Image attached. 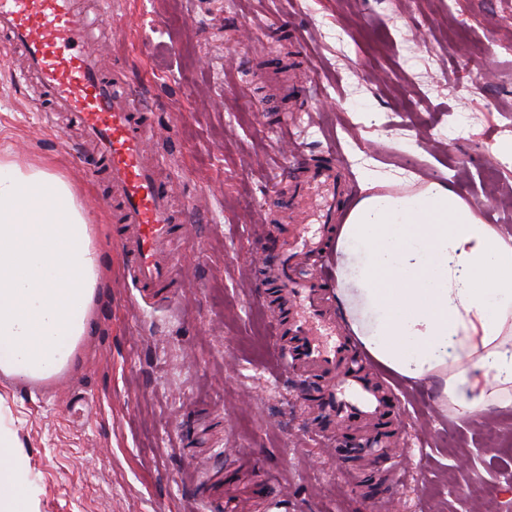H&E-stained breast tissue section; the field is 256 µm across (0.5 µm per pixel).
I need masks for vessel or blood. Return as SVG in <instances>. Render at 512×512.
Wrapping results in <instances>:
<instances>
[{
  "label": "vessel or blood",
  "instance_id": "1",
  "mask_svg": "<svg viewBox=\"0 0 512 512\" xmlns=\"http://www.w3.org/2000/svg\"><path fill=\"white\" fill-rule=\"evenodd\" d=\"M113 20L109 0L94 18L74 0H0V51H20L38 77L35 104L66 112L95 148V171L104 175L120 208L112 235L124 247L125 272L140 288H173L180 254L172 243L188 230L171 210L172 184L159 163L146 159L157 135L152 112L126 76L108 71L96 49V30ZM349 186L335 154L296 177L292 202L274 219L273 249L281 274L275 283L288 300V320L276 325L281 371L303 370L310 393L338 419L337 443L357 423L391 428L396 411L363 377L370 361L331 317L326 299L335 253L330 241L347 214Z\"/></svg>",
  "mask_w": 512,
  "mask_h": 512
}]
</instances>
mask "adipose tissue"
I'll return each instance as SVG.
<instances>
[{"label": "adipose tissue", "mask_w": 512, "mask_h": 512, "mask_svg": "<svg viewBox=\"0 0 512 512\" xmlns=\"http://www.w3.org/2000/svg\"><path fill=\"white\" fill-rule=\"evenodd\" d=\"M339 307L364 348L411 381L440 382L463 415L512 406V237L459 190L373 193L336 242ZM104 275L90 216L50 166L0 155V372L60 374L90 330ZM0 512H39L14 420L0 408Z\"/></svg>", "instance_id": "obj_1"}]
</instances>
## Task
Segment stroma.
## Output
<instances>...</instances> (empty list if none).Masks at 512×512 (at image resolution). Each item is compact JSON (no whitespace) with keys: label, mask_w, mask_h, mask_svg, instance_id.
Wrapping results in <instances>:
<instances>
[{"label":"stroma","mask_w":512,"mask_h":512,"mask_svg":"<svg viewBox=\"0 0 512 512\" xmlns=\"http://www.w3.org/2000/svg\"><path fill=\"white\" fill-rule=\"evenodd\" d=\"M108 65L161 126L173 206L190 232L186 282L144 293L123 275L112 195L75 128L46 129L0 70V151L52 165L78 190L106 255L93 328L61 379L0 375L40 512H512V407L461 416L436 382L376 366L406 414L381 470L333 454L299 375L274 370L273 288L259 273L288 180L337 150L356 185L434 180L512 235V0H111ZM296 137L301 153L286 152Z\"/></svg>","instance_id":"stroma-1"}]
</instances>
